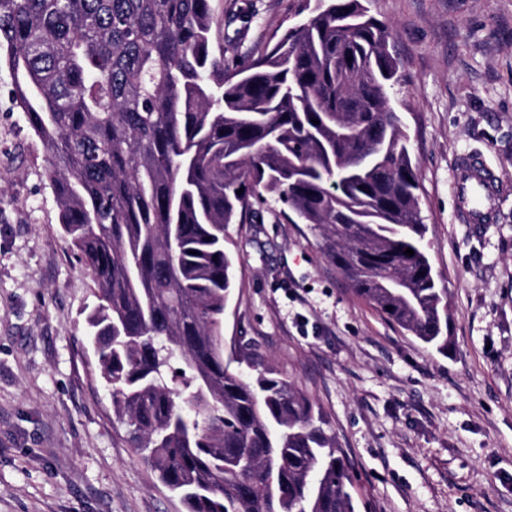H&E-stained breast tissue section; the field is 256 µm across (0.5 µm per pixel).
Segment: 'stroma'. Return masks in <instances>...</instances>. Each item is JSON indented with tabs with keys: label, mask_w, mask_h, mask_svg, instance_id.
<instances>
[{
	"label": "stroma",
	"mask_w": 512,
	"mask_h": 512,
	"mask_svg": "<svg viewBox=\"0 0 512 512\" xmlns=\"http://www.w3.org/2000/svg\"><path fill=\"white\" fill-rule=\"evenodd\" d=\"M301 0H211L224 57L249 61ZM394 31L392 100L411 135L433 268L448 290L439 355L363 299L319 230L281 205L228 225L224 352L321 410L361 512H512V0H367ZM0 69V512H184L129 442L89 343L91 271L62 236L49 155ZM508 181L487 224L456 217L453 171Z\"/></svg>",
	"instance_id": "stroma-1"
}]
</instances>
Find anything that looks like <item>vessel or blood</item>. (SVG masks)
Instances as JSON below:
<instances>
[{"mask_svg":"<svg viewBox=\"0 0 512 512\" xmlns=\"http://www.w3.org/2000/svg\"><path fill=\"white\" fill-rule=\"evenodd\" d=\"M483 161L467 156L458 161L454 171V190L458 219L464 224H484L487 209L493 206L505 184L499 177L483 171Z\"/></svg>","mask_w":512,"mask_h":512,"instance_id":"vessel-or-blood-1","label":"vessel or blood"}]
</instances>
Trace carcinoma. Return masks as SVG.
Returning <instances> with one entry per match:
<instances>
[{
    "instance_id": "obj_1",
    "label": "carcinoma",
    "mask_w": 512,
    "mask_h": 512,
    "mask_svg": "<svg viewBox=\"0 0 512 512\" xmlns=\"http://www.w3.org/2000/svg\"><path fill=\"white\" fill-rule=\"evenodd\" d=\"M308 12L228 67L210 0H0L13 103L96 284L90 339L113 411L186 512H357L310 398L252 373L251 352L224 358L225 229L251 200L320 230L358 297L448 353V293L391 103L393 29L363 0Z\"/></svg>"
}]
</instances>
